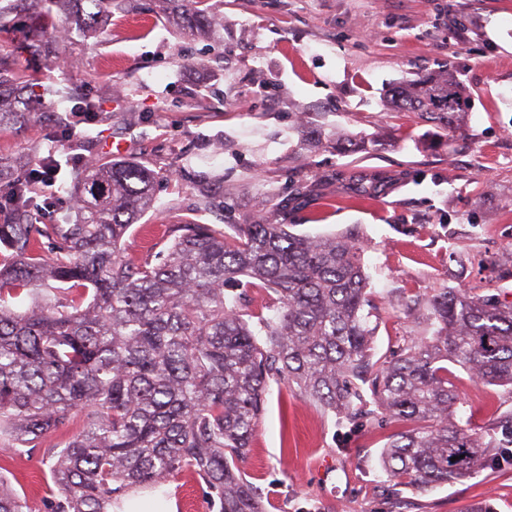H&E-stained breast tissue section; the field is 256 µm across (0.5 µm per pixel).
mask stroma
Masks as SVG:
<instances>
[{
    "label": "stroma",
    "mask_w": 512,
    "mask_h": 512,
    "mask_svg": "<svg viewBox=\"0 0 512 512\" xmlns=\"http://www.w3.org/2000/svg\"><path fill=\"white\" fill-rule=\"evenodd\" d=\"M218 27L193 38L172 28L154 0H127L108 26L84 40L32 13L54 36L65 71L29 58L14 32H0V65L64 75L74 94L98 99L100 112H74L68 139L44 113L25 126L0 127V156L48 152L88 164L133 159L156 175L155 207L122 241L125 256H157L166 225L246 224L275 213L294 182L323 184L325 199L285 212L313 236L355 232L364 242L368 293L379 315L376 353L424 335L426 303L442 288L496 294L512 302V0H223ZM448 67L471 97L462 128H440L411 112L385 108L394 83ZM115 120H107L108 112ZM341 132L376 136V151L340 153ZM404 175L371 201L336 187L337 170ZM219 189L223 208L196 211L198 186ZM457 416L484 432L512 412V388L472 380L453 367ZM81 422L45 443L0 450V479L44 512L55 446ZM403 428L395 421L339 423L297 387L270 383L265 412L244 469L267 512H469L489 500L512 512V448L463 482L425 493L385 489L378 455ZM140 498L176 512H217L207 484L186 472Z\"/></svg>",
    "instance_id": "1"
}]
</instances>
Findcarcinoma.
<instances>
[{
    "label": "carcinoma",
    "mask_w": 512,
    "mask_h": 512,
    "mask_svg": "<svg viewBox=\"0 0 512 512\" xmlns=\"http://www.w3.org/2000/svg\"><path fill=\"white\" fill-rule=\"evenodd\" d=\"M67 34L99 30L124 0H22ZM204 0H165L189 33L210 26ZM19 34L34 58L57 55L38 26L0 10V30ZM28 82L0 67V125L34 113L1 94ZM43 107L71 94L38 83ZM388 105L448 132L471 102L442 70L392 86ZM378 141L336 140V150ZM43 158L0 159V439L37 446L73 415L80 430L56 452L50 512H112L118 497L188 471L209 485L218 512H265L243 464L272 381L295 385L355 424L393 417L406 429L380 454L387 482L420 492L499 464L497 434L456 418L447 363L471 378L512 387V304L443 288L428 302V335L388 360L375 358L373 311L358 238L311 236L290 224H170L168 250L148 261L120 248L154 206L155 174L125 159L71 169V212L37 203ZM400 182L377 170L336 171V184L371 200ZM269 295L263 311L242 303ZM26 309L15 306L19 297ZM457 460H452V457ZM0 512H30L0 480Z\"/></svg>",
    "instance_id": "carcinoma-1"
}]
</instances>
